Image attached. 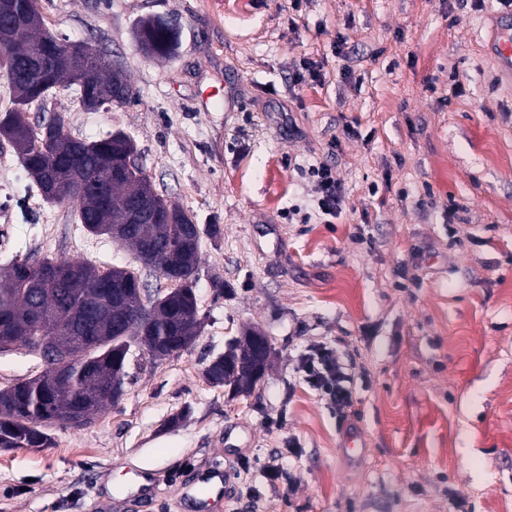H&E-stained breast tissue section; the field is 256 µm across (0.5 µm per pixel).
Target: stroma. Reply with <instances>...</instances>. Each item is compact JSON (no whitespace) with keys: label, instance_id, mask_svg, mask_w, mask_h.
Listing matches in <instances>:
<instances>
[{"label":"stroma","instance_id":"stroma-1","mask_svg":"<svg viewBox=\"0 0 512 512\" xmlns=\"http://www.w3.org/2000/svg\"><path fill=\"white\" fill-rule=\"evenodd\" d=\"M36 6L47 32L93 45L135 94L90 112L57 89L67 131L129 134L156 191L206 228L202 330L173 359L134 350L123 396L84 426L50 429L43 448H0V512H95L139 470L157 482L136 512H181L179 481L205 459L230 465L223 512H512V81L487 49L498 0ZM149 17L178 26L173 57L140 52ZM304 57L317 81L298 83ZM320 162L345 195L328 224L307 174ZM294 208L310 222L289 223ZM15 255L157 284L132 251L85 231L74 205L44 200L0 138V264ZM248 327L270 336L272 366L234 396L203 372ZM319 343L354 377L355 459L295 374Z\"/></svg>","mask_w":512,"mask_h":512}]
</instances>
